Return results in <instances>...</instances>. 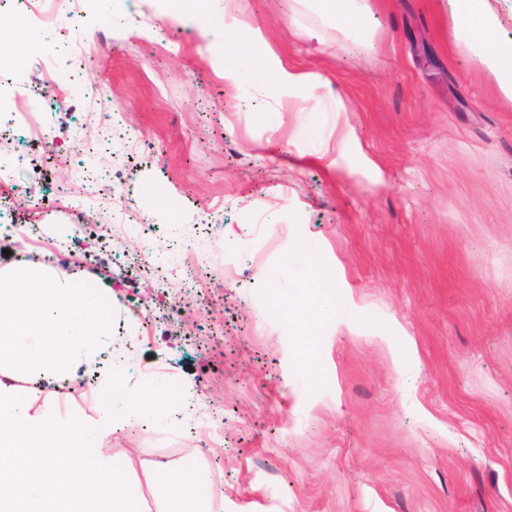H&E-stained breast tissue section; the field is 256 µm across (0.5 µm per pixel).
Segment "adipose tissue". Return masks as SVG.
<instances>
[{
    "instance_id": "ef3b65f1",
    "label": "adipose tissue",
    "mask_w": 512,
    "mask_h": 512,
    "mask_svg": "<svg viewBox=\"0 0 512 512\" xmlns=\"http://www.w3.org/2000/svg\"><path fill=\"white\" fill-rule=\"evenodd\" d=\"M493 78L500 99L512 103V44L500 39L503 23L489 0H446ZM224 18L199 15L191 5L172 11L175 24H194L201 39L224 48V77L239 82L253 69L248 50L260 35L244 20L240 0H224ZM299 282L287 269L268 273L292 311L302 362H310L319 334L336 320V296L324 281V262L313 245L297 241ZM112 291L94 278L48 267L0 268V512H141L138 492L111 454L112 433L143 420L168 426L177 416L170 374L150 371L142 386L126 385L114 353ZM98 368L101 409L78 421L53 409L50 382ZM43 398L46 407L34 409ZM156 480L175 512H214L208 478L188 463L159 465Z\"/></svg>"
}]
</instances>
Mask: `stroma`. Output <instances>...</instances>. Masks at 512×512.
Segmentation results:
<instances>
[{
    "label": "stroma",
    "instance_id": "stroma-1",
    "mask_svg": "<svg viewBox=\"0 0 512 512\" xmlns=\"http://www.w3.org/2000/svg\"><path fill=\"white\" fill-rule=\"evenodd\" d=\"M367 5L362 43L309 0H242L256 67L275 57L317 76L257 98L225 82L193 30L167 29L170 0H83L100 53L48 116L55 150L18 161L0 138L14 223L44 185L84 195L68 160L80 119L99 192L132 186L128 208L158 247L180 251L178 225L217 256L167 279L137 243L71 242L74 217L43 213L44 236L64 241L54 267L91 264L116 313L141 305L127 378L172 374L188 410L112 436L142 512L167 507L160 462L196 463L224 512H512V105L442 0ZM28 29L25 7L0 0V42L26 60L7 84L34 97L45 55L67 75L71 31L60 20L33 45ZM313 122L316 142L299 135ZM299 238L323 252L339 308L310 370L266 277L284 266L299 280ZM216 429L218 447H203Z\"/></svg>",
    "mask_w": 512,
    "mask_h": 512
}]
</instances>
